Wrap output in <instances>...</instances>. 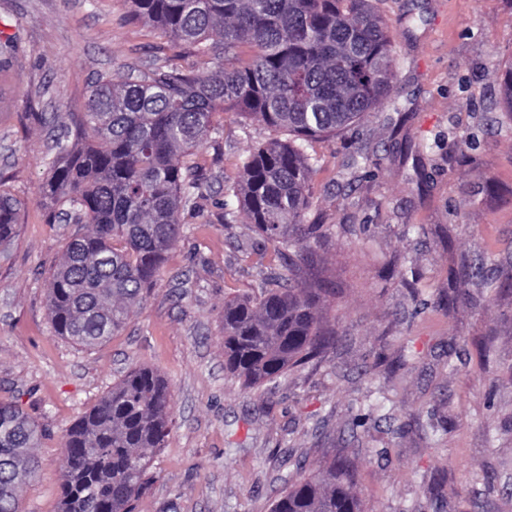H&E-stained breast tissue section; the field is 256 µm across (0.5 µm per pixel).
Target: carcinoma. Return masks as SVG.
Instances as JSON below:
<instances>
[{"instance_id": "carcinoma-1", "label": "carcinoma", "mask_w": 512, "mask_h": 512, "mask_svg": "<svg viewBox=\"0 0 512 512\" xmlns=\"http://www.w3.org/2000/svg\"><path fill=\"white\" fill-rule=\"evenodd\" d=\"M133 15L201 58L236 63L185 71L160 66L120 83L92 85L77 126L53 139L43 195L49 221L80 229L65 239L47 285L56 335L93 347L124 327L182 234L179 213L209 189L193 157L226 108L290 138L242 159L233 186L254 253L274 267L256 297L224 302V370L246 388L274 383L336 344L319 306L321 224L311 207L313 166L304 144L358 122L388 98L390 31L372 0H130ZM18 47L0 42V66ZM22 203L0 190V244L22 221ZM171 400L154 370L129 371L65 435L61 512H134L155 449L170 433ZM42 429L0 402V512H19L18 488L38 476ZM271 512H364L355 459L333 449L312 474L287 483Z\"/></svg>"}]
</instances>
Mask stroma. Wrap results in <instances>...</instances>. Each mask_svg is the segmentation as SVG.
I'll use <instances>...</instances> for the list:
<instances>
[{
  "label": "stroma",
  "mask_w": 512,
  "mask_h": 512,
  "mask_svg": "<svg viewBox=\"0 0 512 512\" xmlns=\"http://www.w3.org/2000/svg\"><path fill=\"white\" fill-rule=\"evenodd\" d=\"M393 34L391 99L308 149V221L340 336L261 393L224 370V303L258 295L257 235L228 195L275 131L226 110L197 160L210 192L126 326L85 349L56 336L47 281L74 225L46 223L51 146L25 116L81 112L98 75L199 57L134 20L129 0H0V177L26 205L0 254V401L39 422L21 512H58L62 439L126 372L163 376L173 423L135 512H271L285 481L349 449L366 512H512V0H377ZM457 296L449 304V296ZM380 390L384 408L353 419Z\"/></svg>",
  "instance_id": "obj_1"
}]
</instances>
